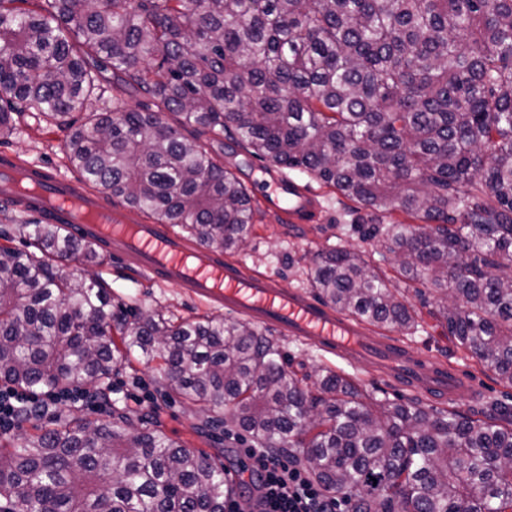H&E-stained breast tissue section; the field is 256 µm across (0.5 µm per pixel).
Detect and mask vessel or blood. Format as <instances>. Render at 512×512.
Returning a JSON list of instances; mask_svg holds the SVG:
<instances>
[{"instance_id":"b4317fda","label":"vessel or blood","mask_w":512,"mask_h":512,"mask_svg":"<svg viewBox=\"0 0 512 512\" xmlns=\"http://www.w3.org/2000/svg\"><path fill=\"white\" fill-rule=\"evenodd\" d=\"M17 199L20 209L62 225L75 236L95 239L113 262L161 282L184 288L192 297L230 313H240L281 336L303 341L349 364L372 363L375 370L410 391L455 397L472 385L459 367L401 341L382 336L299 290L284 291L265 274L245 272L223 254L195 245L170 225L129 223L125 209L96 191L74 194L67 178L8 152L0 154V200ZM287 200L283 214L307 221L311 199L288 177H281L268 205Z\"/></svg>"}]
</instances>
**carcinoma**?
<instances>
[{
  "instance_id": "carcinoma-1",
  "label": "carcinoma",
  "mask_w": 512,
  "mask_h": 512,
  "mask_svg": "<svg viewBox=\"0 0 512 512\" xmlns=\"http://www.w3.org/2000/svg\"><path fill=\"white\" fill-rule=\"evenodd\" d=\"M108 73L147 101L88 111ZM26 108L69 130L70 167L103 197L222 253L250 234L251 196L168 114L371 215L420 220L388 225L386 248L434 288L448 336L512 384V0H0V137ZM5 220L23 248L0 232L1 383L103 392L138 354L183 400L293 450L355 512H512V407L390 402L328 368L287 370L248 321L114 310L104 280L64 270L101 265L99 244ZM309 281L345 315L416 326L355 251L318 254ZM228 492L224 468L124 415L0 450L5 512H224Z\"/></svg>"
}]
</instances>
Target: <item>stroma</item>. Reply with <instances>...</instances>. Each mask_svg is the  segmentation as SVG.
<instances>
[{"label":"stroma","mask_w":512,"mask_h":512,"mask_svg":"<svg viewBox=\"0 0 512 512\" xmlns=\"http://www.w3.org/2000/svg\"><path fill=\"white\" fill-rule=\"evenodd\" d=\"M17 134L0 138V151L16 153L22 159L65 176L74 192L85 193L87 186L77 171L68 165L64 144L67 133L35 119L31 112L18 115ZM224 165L248 188L254 200V220L246 243L233 252L246 270L270 276L280 288L310 290L307 272L315 254L330 248L360 252L369 266L384 276L396 296L412 306L418 314V326L412 333H399L398 338L417 350L430 352L456 363L478 381L474 393L455 398H438L434 407L456 410L474 417L495 403L512 406V386L493 372L483 368L475 358L458 348L448 335L445 321L437 313L436 297L423 280L408 278L399 268L393 254L386 251L378 237L370 236L365 212L358 204L298 170L289 178L314 195L313 211L307 222L284 223L278 210L260 200V192L270 190L281 169L249 158L243 147L225 151ZM99 274L109 284L112 303L126 308L157 309L184 319L215 314L213 306L189 296L183 288L168 283L158 284L132 268L105 262ZM277 343L292 370L301 374L327 367L353 382L361 391L380 399L395 401L402 393L385 380L374 376L370 364L348 365L323 355L315 348L285 338ZM111 403L106 411L87 407L59 406L40 417L20 422L13 432L0 434V446L12 445L15 437L35 434L57 424L80 420L110 418L114 414L130 417L139 427L157 428L171 439L191 450L207 454L228 473H236L239 448L243 442L233 424L212 422L193 404L169 394L165 371L158 363L134 359L120 368L111 380Z\"/></svg>","instance_id":"obj_1"}]
</instances>
